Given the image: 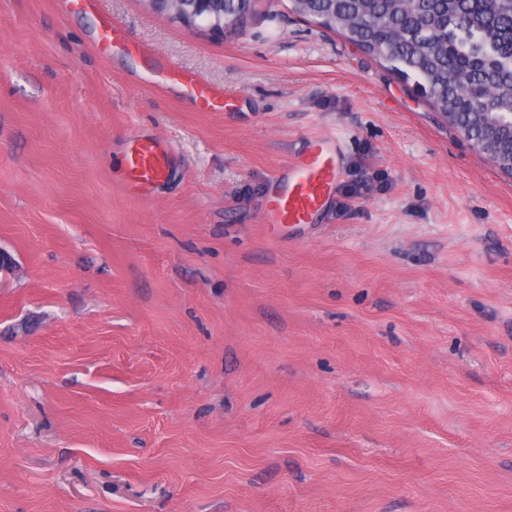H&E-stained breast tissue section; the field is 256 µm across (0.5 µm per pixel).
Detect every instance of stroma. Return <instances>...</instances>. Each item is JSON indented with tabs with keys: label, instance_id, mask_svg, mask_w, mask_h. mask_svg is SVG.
<instances>
[{
	"label": "stroma",
	"instance_id": "35a3bbf8",
	"mask_svg": "<svg viewBox=\"0 0 512 512\" xmlns=\"http://www.w3.org/2000/svg\"><path fill=\"white\" fill-rule=\"evenodd\" d=\"M313 135L330 208L264 223ZM0 247V512H512V176L287 0H0ZM257 0H218L213 5V13L224 15V26H236L256 11ZM100 51L104 52L110 47L123 46L131 52L140 53L142 48L138 45L130 46L126 44L123 30L110 22L103 25V31L99 38ZM169 80L182 85L184 91L197 101L203 108L213 107L215 103L223 101L224 107L229 104L230 96L222 89L214 87L195 75L173 68ZM123 165L128 187L142 195L167 176L169 153L156 139H136L131 142Z\"/></svg>",
	"mask_w": 512,
	"mask_h": 512
}]
</instances>
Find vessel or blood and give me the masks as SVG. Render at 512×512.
<instances>
[{"label":"vessel or blood","mask_w":512,"mask_h":512,"mask_svg":"<svg viewBox=\"0 0 512 512\" xmlns=\"http://www.w3.org/2000/svg\"><path fill=\"white\" fill-rule=\"evenodd\" d=\"M169 78L182 85L184 91L201 106L209 108L229 99L222 89L183 70L172 69ZM333 144L334 139L330 136L309 139L289 166L272 175L274 189L265 209V223L307 224L325 209L341 175ZM168 169L169 153L155 139L132 141L124 156L128 186L139 195L162 181Z\"/></svg>","instance_id":"obj_1"}]
</instances>
